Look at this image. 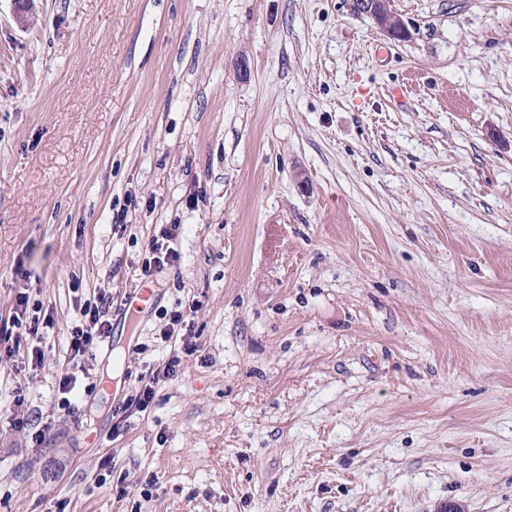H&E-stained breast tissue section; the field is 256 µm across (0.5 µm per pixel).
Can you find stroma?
I'll return each mask as SVG.
<instances>
[{"instance_id": "obj_1", "label": "stroma", "mask_w": 512, "mask_h": 512, "mask_svg": "<svg viewBox=\"0 0 512 512\" xmlns=\"http://www.w3.org/2000/svg\"><path fill=\"white\" fill-rule=\"evenodd\" d=\"M394 6L410 41L349 0H0V318L54 319L0 362V512H512V0ZM191 298L198 356L113 435ZM180 227L176 224H165L158 235L151 238L148 244L149 257L142 264V278L145 282H153V277L164 269L178 267L180 254L174 247ZM112 307V297L100 295L94 303L84 302L78 307L79 320L71 328L68 338L69 368L59 380V392L71 394L77 382V373L82 371V359L92 352L94 346L110 338L112 324L105 319Z\"/></svg>"}]
</instances>
